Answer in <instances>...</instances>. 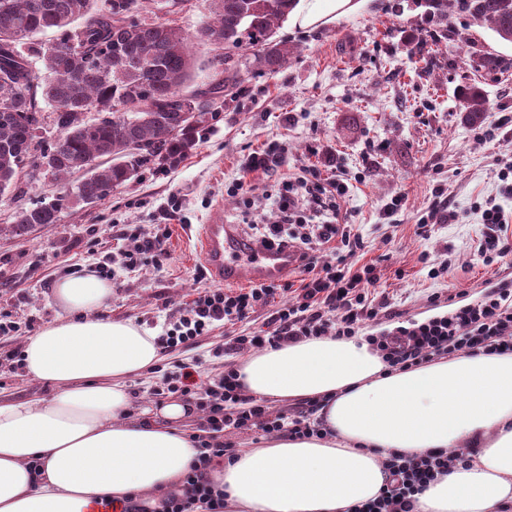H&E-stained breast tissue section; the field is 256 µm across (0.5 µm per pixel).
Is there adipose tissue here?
<instances>
[{"instance_id":"1","label":"adipose tissue","mask_w":512,"mask_h":512,"mask_svg":"<svg viewBox=\"0 0 512 512\" xmlns=\"http://www.w3.org/2000/svg\"><path fill=\"white\" fill-rule=\"evenodd\" d=\"M353 0H298L310 28ZM63 311L23 347L28 376L47 400L0 402V512H86L102 498L179 485L198 454L177 424L187 404L132 412L129 378L159 360L154 333L103 311L109 283L79 272L58 281ZM247 394L315 399L319 437L271 439L211 472L232 512H352L388 479L386 452L470 448L416 502V512H512V354H457L409 370L389 367L359 336H324L246 357Z\"/></svg>"}]
</instances>
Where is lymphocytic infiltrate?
<instances>
[{"instance_id": "f902f5d3", "label": "lymphocytic infiltrate", "mask_w": 512, "mask_h": 512, "mask_svg": "<svg viewBox=\"0 0 512 512\" xmlns=\"http://www.w3.org/2000/svg\"><path fill=\"white\" fill-rule=\"evenodd\" d=\"M344 190L342 180L323 182L315 175L302 174L284 181L283 190L274 201L276 221L261 226L260 240L264 244L295 247L300 268L298 282L259 284L239 293L207 288L181 309L179 320L163 340L165 347L193 348L216 323L233 325L245 321L256 308L269 304L277 292L292 295L288 303L271 315L264 333L241 334L225 341L221 350L226 358L224 374L214 382L194 383L195 366L188 362L164 376L162 386L154 390L155 395L168 391L206 399L202 406L206 425L198 438L199 455L180 487L161 497L139 493L127 497L123 512H224V492L212 483L211 464L232 452L224 442L226 431L250 429L289 438L319 435L316 401L271 411L264 400L244 393L230 358L301 339L355 336L377 320L383 310L374 298L380 278L374 265H359L351 260L360 241L353 238L352 227L336 203ZM480 213L485 228L482 254L502 258L511 254L512 237L507 231L512 228V221L504 210L488 205ZM296 224L301 227L297 233L292 230ZM117 233L131 242L122 254L126 273H136L144 259L169 256L165 225H154L148 231L124 226ZM330 243L337 244L339 252L328 258L323 250ZM368 343L390 367L399 370L455 353L511 354L512 280H501L496 288L452 312L395 327L369 337ZM469 455L466 448L436 450L415 457L389 453L385 459L390 474L388 483L375 499L355 507L353 512H415L418 495L446 476L449 464L468 461Z\"/></svg>"}]
</instances>
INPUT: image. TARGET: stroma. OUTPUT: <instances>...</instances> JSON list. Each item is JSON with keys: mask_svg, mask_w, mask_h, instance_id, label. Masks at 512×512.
<instances>
[{"mask_svg": "<svg viewBox=\"0 0 512 512\" xmlns=\"http://www.w3.org/2000/svg\"><path fill=\"white\" fill-rule=\"evenodd\" d=\"M450 23L459 38L433 52L425 75L415 70L414 39L434 33L437 25L412 0H360L354 12L306 29L285 22L280 34L296 48L287 68L247 76L178 165L143 170L105 200L65 208L59 223L24 237L6 230L13 213L53 200L59 186L33 181L0 196V315L32 321L37 330L54 322L61 313L56 282L112 260L113 225L148 230L164 224L169 263L160 269L147 262L133 276L116 269L104 311L164 336L179 307L199 289L216 285L197 252L200 224L220 209L225 223L254 234L227 187L251 181L276 195L283 177L304 166L325 175L339 172L347 186L340 208L360 237L355 258L376 264L388 303L369 333L447 313L512 278V255L484 262L477 211L478 204L492 201L512 213V195L504 194L497 178L500 160L512 156V44L465 16L452 15ZM488 54L502 61L497 74L478 68ZM470 84L482 87L486 98L479 125L468 123L461 107V89ZM494 123L496 137H485ZM271 141L286 148L282 165L267 174L245 172L247 156ZM440 183L455 217L435 224L426 237L417 221ZM395 197L402 205L392 213L388 205ZM443 264L447 274L430 278L429 270ZM272 307L257 309L249 322L214 328L195 349L162 350L156 368L129 382L136 407L161 404L154 388L190 358L200 361L196 382L220 377L224 362L213 350L223 347L225 337L263 330ZM23 344L20 337L0 338L1 400L54 393L27 376Z\"/></svg>", "mask_w": 512, "mask_h": 512, "instance_id": "obj_1", "label": "stroma"}]
</instances>
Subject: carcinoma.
<instances>
[{
	"label": "carcinoma",
	"mask_w": 512,
	"mask_h": 512,
	"mask_svg": "<svg viewBox=\"0 0 512 512\" xmlns=\"http://www.w3.org/2000/svg\"><path fill=\"white\" fill-rule=\"evenodd\" d=\"M448 21L452 6L492 31L512 30V0H414ZM295 0H209L195 34L151 16L141 0H0V195L37 179L48 161L62 192L15 212L17 236L56 224L64 207L106 199L151 167L186 158L198 134L253 69L275 74L294 48L278 36ZM54 29L50 43L36 34ZM224 44L199 63L192 46ZM203 87L190 92L200 119H185V85L195 70ZM466 121L484 120L475 84L461 90ZM51 127L46 139L37 130ZM75 183L69 177L84 168Z\"/></svg>",
	"instance_id": "obj_1"
}]
</instances>
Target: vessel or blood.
<instances>
[{
	"instance_id": "1",
	"label": "vessel or blood",
	"mask_w": 512,
	"mask_h": 512,
	"mask_svg": "<svg viewBox=\"0 0 512 512\" xmlns=\"http://www.w3.org/2000/svg\"><path fill=\"white\" fill-rule=\"evenodd\" d=\"M197 246L213 278L225 283L243 278L255 284L275 282L294 263L292 251L247 239L237 225L225 223L220 211L201 226Z\"/></svg>"
}]
</instances>
